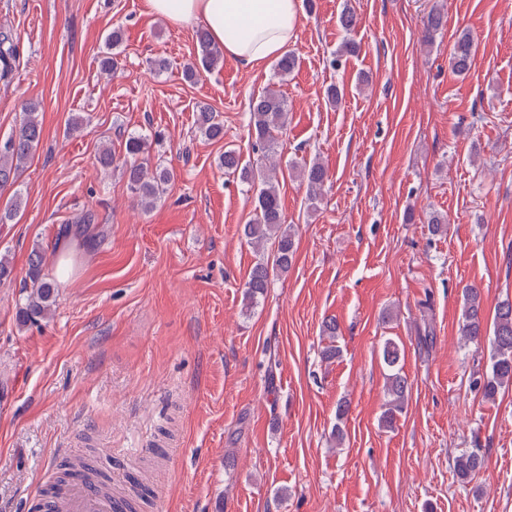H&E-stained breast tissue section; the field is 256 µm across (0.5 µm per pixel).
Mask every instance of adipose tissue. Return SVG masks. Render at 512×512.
<instances>
[{
    "mask_svg": "<svg viewBox=\"0 0 512 512\" xmlns=\"http://www.w3.org/2000/svg\"><path fill=\"white\" fill-rule=\"evenodd\" d=\"M147 13L181 26L202 22L226 56L247 65L280 56L295 40L297 0H144Z\"/></svg>",
    "mask_w": 512,
    "mask_h": 512,
    "instance_id": "adipose-tissue-1",
    "label": "adipose tissue"
}]
</instances>
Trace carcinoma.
Wrapping results in <instances>:
<instances>
[{
	"label": "carcinoma",
	"instance_id": "cac0c4a2",
	"mask_svg": "<svg viewBox=\"0 0 512 512\" xmlns=\"http://www.w3.org/2000/svg\"><path fill=\"white\" fill-rule=\"evenodd\" d=\"M444 23L445 15L441 8H432L423 22L422 41H433L435 35L443 29ZM196 41L199 48L198 61L188 64L184 73L189 81L199 76L200 69H214L224 60L222 48L211 39L207 28L196 30ZM474 55L475 45L471 34L467 31L459 32L454 37L448 56L451 70L459 76L467 74ZM17 58V43L8 34L0 32L1 85L7 87L13 82ZM38 109L39 104L35 102L25 104L18 127L6 140L0 141V187L15 181L17 173L42 140L43 127L38 117ZM287 115L285 98L273 90L268 89L249 100V126L254 132L256 144L265 153L269 154L274 149V134L286 130ZM197 126L210 140L224 137V123L208 105L198 107ZM150 148L148 138L130 135L124 143L123 157H117L107 146L100 147L96 156V163L101 168L121 171L134 196L148 207L160 198L164 185L173 178V173L168 169H152L142 161V157L149 154ZM219 164L224 172L238 176L254 193L255 218L243 227V236L259 254L245 283V299L247 304L252 305L267 293L275 276L284 274L291 268L296 254L295 233L290 226L284 224L276 168H257L244 164L234 150L224 151L219 157ZM302 176L307 186V200L315 209L323 197L327 171L322 164L314 162L304 166ZM27 278L31 284L30 291L15 312V320L20 327L49 318L59 295L60 284L53 275L45 272V259L37 248L31 253ZM338 330L339 326L333 319L323 324L322 333L331 340V345L322 351V358L326 361H332L341 355L340 347L334 345ZM459 333L465 343L476 341L486 333L481 290L474 285L463 288ZM490 345L489 369L475 378L473 384L484 399L493 401L501 390L512 386V301L509 299L502 301L496 309ZM401 356L400 344L391 338L386 339L380 350V358L388 370L387 401L380 423L390 429L402 415L409 395V383L400 366ZM484 464L485 458L481 449L473 448L454 458L453 472L456 479L464 483ZM76 466L84 467L102 477L100 486L106 492L113 493L112 484L106 481L107 475L89 463L88 458L80 456L59 464L54 482L45 491L46 500L57 499L62 495L72 475V468Z\"/></svg>",
	"mask_w": 512,
	"mask_h": 512
}]
</instances>
